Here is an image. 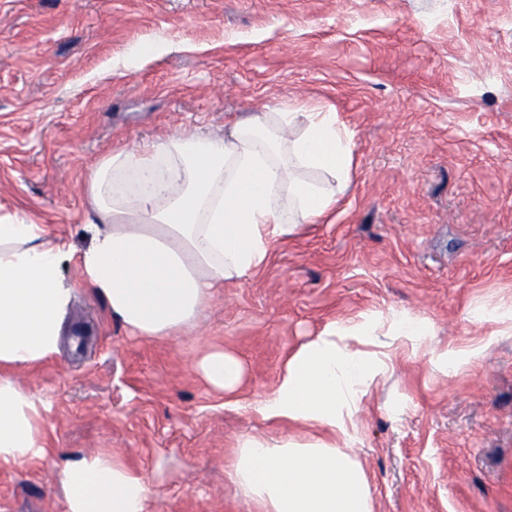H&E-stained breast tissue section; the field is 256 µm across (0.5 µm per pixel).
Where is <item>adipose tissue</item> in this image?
Here are the masks:
<instances>
[{"mask_svg": "<svg viewBox=\"0 0 512 512\" xmlns=\"http://www.w3.org/2000/svg\"><path fill=\"white\" fill-rule=\"evenodd\" d=\"M225 127L220 137L171 133L99 160L85 177L84 250L25 213L0 217V462L47 455L45 402L11 371L59 355L77 286L140 336H180L203 319L216 288L258 273L276 244L335 208L355 151L337 112L284 102ZM72 264L80 283L65 274ZM429 334L404 313L383 331L332 324L287 359L258 413L332 437L239 439L224 472L253 512H373L360 462L335 439L350 438L360 402L387 369L391 338L422 343ZM196 369L228 397L243 380L241 359L221 349ZM59 481L65 512H149L145 479L111 453L65 462Z\"/></svg>", "mask_w": 512, "mask_h": 512, "instance_id": "1", "label": "adipose tissue"}]
</instances>
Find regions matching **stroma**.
Returning <instances> with one entry per match:
<instances>
[{"label": "stroma", "instance_id": "obj_1", "mask_svg": "<svg viewBox=\"0 0 512 512\" xmlns=\"http://www.w3.org/2000/svg\"><path fill=\"white\" fill-rule=\"evenodd\" d=\"M287 99L355 133L335 210L183 336L134 335L78 289L58 358L14 372L48 405L50 448L0 464V512H64L60 466L99 451L144 477L153 512H252L224 460L306 433L255 409L285 360L329 324L403 311L431 341L396 340L355 414L374 512H512V324L471 316L512 310V0H0V216L84 249L83 179L113 148L220 135ZM215 348L244 363L235 397L195 369Z\"/></svg>", "mask_w": 512, "mask_h": 512}]
</instances>
